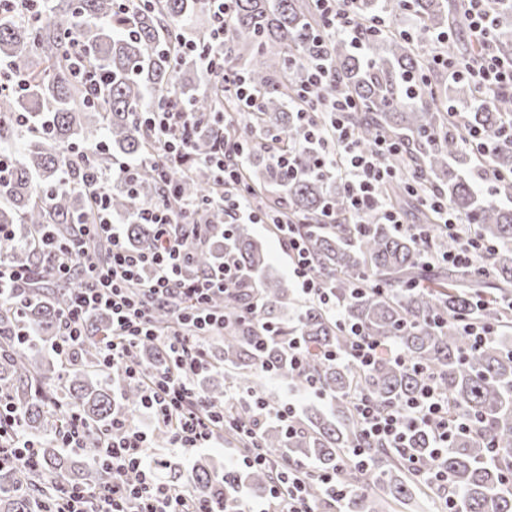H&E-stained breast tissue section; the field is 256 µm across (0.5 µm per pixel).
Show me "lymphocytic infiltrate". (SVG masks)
<instances>
[{"instance_id": "1", "label": "lymphocytic infiltrate", "mask_w": 512, "mask_h": 512, "mask_svg": "<svg viewBox=\"0 0 512 512\" xmlns=\"http://www.w3.org/2000/svg\"><path fill=\"white\" fill-rule=\"evenodd\" d=\"M469 2L468 28L475 57L462 63L438 56L434 62L448 80H469L480 88L482 95L493 98L501 90L512 89V61L502 60L493 52L497 28L486 6L487 0ZM316 4L325 28L336 34L351 33L353 44H360L361 30L354 20L353 0H316ZM201 59L208 74H221L231 103L255 109L256 96L243 75L226 70L223 59L211 53L201 54ZM359 107V101L351 95L337 93L325 110V124L308 126V138L318 153L317 167H324L329 161L336 164L351 218L359 224L367 212H376L381 223L411 235L421 243L422 255H429L431 232L420 224L403 223L400 212L381 197L387 183L402 181L410 193L417 195L422 206L434 211L438 224L456 237L458 246L445 254V261L469 270L476 268L478 258L490 251V244L469 230L464 216L446 199L419 194L417 173L390 165V155L400 150L394 140L382 136L369 147L360 142L349 121L351 112ZM138 123L158 137L159 154L153 170L162 177L168 166L187 158L192 140L212 120L203 114L184 111L179 94L173 90L154 111L140 113ZM244 158L242 144L229 140L216 145L209 158L219 181L236 189L234 197L218 199L225 217L235 224H264L274 230L289 258L291 272L301 284L302 294L317 300L329 313L338 314L335 297L328 293L321 277L313 270L299 225L284 222L264 208L255 199L256 189L242 180ZM129 170L128 164H121L112 180L88 175L85 186L92 195V221L81 225L79 237L53 242L44 253L45 260L64 275L71 261L81 254L82 237L89 235L107 245L105 257L87 265L82 286L73 292L62 311L60 334L51 349L61 359H69L84 340L86 319L99 309L110 310L112 331L101 345L103 363L124 364L127 377L141 390V411L154 425L170 429L172 447L186 451L206 448L218 435L235 432L245 435L249 444L230 457L228 469L243 471L268 466L272 455L263 448L259 437L264 422L260 400L232 390L225 394L223 405L215 406L198 394L193 387V376L205 367L207 350L181 329L182 324L190 322L208 329L210 335H223L224 319L211 312V296L224 292L238 280V268L228 264L218 274L198 280L182 277L181 266L189 258L191 244L197 238L194 225L199 208L194 204L176 210L165 204L141 206L136 219L154 227V246L147 252L132 250L123 232L113 224L109 205L113 187L129 186ZM160 304L172 305L177 329L164 333L153 328L151 311ZM143 341H156L165 346L174 356L173 365L164 371H149L130 362L132 351ZM354 403L364 439L398 450L412 428L425 426L434 435V456H442L454 432L462 428L459 419L449 418L448 398L431 377L421 392L408 398L402 406L384 409L360 393L355 395ZM17 424L11 404L0 394V464L33 466L36 444L17 432ZM101 446L112 470L111 483L93 494L79 487L62 490L56 512H87L86 503L91 497L97 501L98 512H227L224 504L194 496L188 488L171 487L159 481L149 436L128 415L113 417L112 431L102 436ZM131 472L136 473V481H128ZM236 512H318V509L306 495L304 483L293 473L284 472L271 486L265 503L243 499Z\"/></svg>"}]
</instances>
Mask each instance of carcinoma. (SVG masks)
Returning a JSON list of instances; mask_svg holds the SVG:
<instances>
[{"label":"carcinoma","mask_w":512,"mask_h":512,"mask_svg":"<svg viewBox=\"0 0 512 512\" xmlns=\"http://www.w3.org/2000/svg\"><path fill=\"white\" fill-rule=\"evenodd\" d=\"M497 18L495 51L512 58V5L490 0ZM311 0H237L224 29L221 53L236 62L259 97V112L213 123L193 142L187 166L172 165L166 179L175 190L167 194L151 171L156 142L138 124L140 112H151L158 101L187 74L196 83L179 88L189 112H222V83L211 80L199 65L198 54H178L173 46L185 40L207 48L211 28L206 0H46L19 13L17 5L0 2V79L22 82V89L0 95V139L22 146L19 160L8 170V184L0 187V225L19 228L9 240H0V261L22 267L28 284L18 291L23 301L0 308V389L11 398L25 437L39 443L38 463L31 469L0 468V512H48L63 484L88 491L112 480L99 460L97 433L112 426V417L138 408L139 388L128 383L124 368L98 369L100 345L109 333L110 317L100 312L86 321L84 344L72 361L63 363L50 350L59 332L58 316L71 291L81 285L76 276L56 282L42 254L29 244L33 233L68 240L75 225L91 219L90 199L82 174L93 171L112 176V157L135 159L139 171L133 191L115 190L112 213L128 220L126 242L146 250L154 229L135 223V212L147 203L180 206L222 195L204 159L213 145L227 137L250 142L243 179L260 191L259 202L278 199L279 210L302 226L317 273L339 299L342 319L363 335L398 352L406 359L383 354L368 370L359 372L344 360L325 353L347 354L350 336L329 313L313 302L298 301L288 280L270 272L267 253L247 224L225 226L224 210L206 206L204 244L192 249L183 269L196 278L224 266L229 257L241 279L218 309L230 320L222 342L198 340L208 350L210 368L195 377L199 393L214 404L224 402L219 378L229 375L241 390L260 396L266 411L281 408L279 395L262 379L273 373L284 385L315 383L323 406H308L296 414L289 431L265 421L261 441L275 458L302 474L310 499L320 508L330 506L314 472H336L352 488L336 504L339 512H382L398 502L412 504L415 486L407 478L402 456L392 448L364 443L356 420L353 394L371 395L382 407H396L417 392L425 377L408 363L437 374L448 396V415L467 417L470 429L456 433L448 453L433 459V434L425 428L411 431L405 448L419 461L424 474L448 472V496L453 512H512V206L498 198H482L465 172L476 175L479 165L465 148V128L494 134L512 118V94H499L488 110L474 106L477 89L469 82L448 83L431 64L432 54L450 58L471 53L450 39L433 51L402 35L368 29L377 13L394 21L409 14L421 32L461 29L467 6L449 0H355L356 24L362 26L361 51L350 38L319 34ZM86 62L105 74L89 103L88 93L71 75L69 54L74 43ZM327 60L336 86H326L324 100L335 90L353 95L362 110L350 121L361 143L368 146L382 135L404 144L393 158L396 167H409L424 177L421 189L437 191L456 210L469 216L475 231L495 245L479 258V273L420 259V244L408 234L378 223L369 213L367 223L351 224L344 192L334 169L322 173L313 167L314 146L296 112L321 119L323 107L303 99L299 90L307 65ZM409 73H427L419 95H406L403 80ZM92 151L88 164L67 154L71 147ZM297 150L301 171L288 177L276 155ZM491 167L505 177L500 191L512 196V142L492 156ZM387 199L398 208L413 197L401 183L390 184ZM333 212L336 224H322ZM494 335L477 346L462 329L459 318L473 311ZM295 318L288 320L285 311ZM282 329L280 336L263 335L262 325ZM296 338L304 352V371L290 364L288 338ZM140 365L165 370L169 352L154 342L137 353ZM121 388L115 398L114 388ZM73 414L95 427L85 447L71 455L55 448L56 433ZM354 448L365 449L364 466L345 461ZM281 468L224 473L208 457L198 460L189 481L205 499H224L237 505L242 489L264 494Z\"/></svg>","instance_id":"1"}]
</instances>
